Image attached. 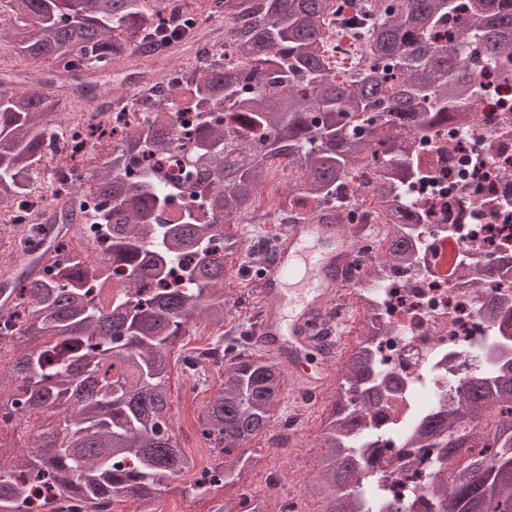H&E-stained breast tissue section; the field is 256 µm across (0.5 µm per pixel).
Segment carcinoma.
<instances>
[{"label": "carcinoma", "instance_id": "carcinoma-1", "mask_svg": "<svg viewBox=\"0 0 512 512\" xmlns=\"http://www.w3.org/2000/svg\"><path fill=\"white\" fill-rule=\"evenodd\" d=\"M13 20L0 25V48L52 62L72 81L69 101L113 63L138 49L151 52L176 37L162 15L167 0H9ZM232 23L235 61L205 53L204 66L169 82L171 107L145 94L154 113L126 137L93 131L107 143L104 161L86 185L58 189L66 197L60 226L32 224L21 239L23 259L49 257V280L25 272L10 278L11 300L0 316V348L31 343L0 369V425L39 414L48 428L22 450L0 446V512H31L33 481L52 494L37 512H103L126 498L149 503L159 487L195 469L172 429L170 378L176 342L202 317L222 326L228 270L238 242L224 225L248 214L277 164L288 166V210L297 224L336 199L350 174L374 166L359 187L380 199L388 248L381 265H405L414 255L413 229L424 214L400 207L399 189L418 174L416 137L453 119L481 93L478 65L512 53V0H223ZM354 20L361 49L342 77L326 29ZM0 86V207L18 206L40 178L47 136L59 125L64 99ZM224 112V123L211 120ZM186 142L193 165L184 182L166 186L151 164L136 176V158L163 157ZM98 201L87 216L82 188ZM102 231L101 253H75L70 233L86 224ZM118 284L105 302L92 284ZM220 388L203 408L199 429L224 456L214 483L198 480L197 495H213L232 473L258 466L238 450L271 424L284 370L263 355L236 350L226 358ZM374 367L360 347L347 359L336 402L318 437L319 471L305 493L320 512H360V482L371 468L352 453L377 406ZM438 438L453 468L430 491L445 512H512V367L463 383L448 413L419 421L413 448ZM462 448L485 452L463 456ZM266 512L264 499L242 493L214 498L209 512Z\"/></svg>", "mask_w": 512, "mask_h": 512}]
</instances>
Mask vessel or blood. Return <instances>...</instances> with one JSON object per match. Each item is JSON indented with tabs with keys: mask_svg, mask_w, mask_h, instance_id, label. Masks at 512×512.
Instances as JSON below:
<instances>
[{
	"mask_svg": "<svg viewBox=\"0 0 512 512\" xmlns=\"http://www.w3.org/2000/svg\"><path fill=\"white\" fill-rule=\"evenodd\" d=\"M355 256L348 226L327 211L290 225L273 265L256 283L261 317L253 341L274 355L302 389L317 391L327 381L328 367L317 362L309 329L335 302L343 268Z\"/></svg>",
	"mask_w": 512,
	"mask_h": 512,
	"instance_id": "b4317fda",
	"label": "vessel or blood"
}]
</instances>
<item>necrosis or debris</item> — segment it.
Returning a JSON list of instances; mask_svg holds the SVG:
<instances>
[{"label":"necrosis or debris","mask_w":512,"mask_h":512,"mask_svg":"<svg viewBox=\"0 0 512 512\" xmlns=\"http://www.w3.org/2000/svg\"><path fill=\"white\" fill-rule=\"evenodd\" d=\"M474 79L486 87L478 117L450 121L416 144L423 173L405 190L418 209L430 211L431 221L422 227L413 264L379 266L385 244L376 234L372 197L348 189L340 206L353 239L365 249L348 280L349 312L336 316V342L357 347L366 340L354 321L375 326L366 342L387 387L368 422L378 442L364 450L375 458L377 475L364 482L362 493L383 488L388 512H413L429 501V480L450 470L441 449L408 447L410 421L455 400L465 377L512 359V340L482 314L490 299L512 306V196L504 192L512 185L506 177L512 170V77L493 81L479 67ZM139 95L135 88L123 101L102 102L98 111L67 113L49 152L85 148L95 123L130 130L145 119L136 109ZM69 178L48 167L27 206L0 210V223H41L55 185ZM488 265L498 277L486 283L480 273Z\"/></svg>","instance_id":"4bbe7bcc"}]
</instances>
